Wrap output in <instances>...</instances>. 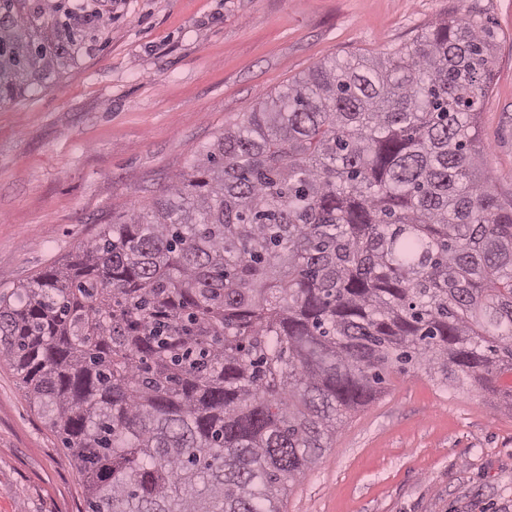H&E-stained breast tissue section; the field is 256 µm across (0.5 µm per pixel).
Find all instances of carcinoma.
<instances>
[{
	"label": "carcinoma",
	"instance_id": "cac0c4a2",
	"mask_svg": "<svg viewBox=\"0 0 512 512\" xmlns=\"http://www.w3.org/2000/svg\"><path fill=\"white\" fill-rule=\"evenodd\" d=\"M103 27L69 0H0V103ZM495 66L465 14L325 60L162 196L0 293V361L88 512H282L395 370L512 410V198L477 125Z\"/></svg>",
	"mask_w": 512,
	"mask_h": 512
}]
</instances>
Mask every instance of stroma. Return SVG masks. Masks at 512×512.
<instances>
[{
	"label": "stroma",
	"mask_w": 512,
	"mask_h": 512,
	"mask_svg": "<svg viewBox=\"0 0 512 512\" xmlns=\"http://www.w3.org/2000/svg\"><path fill=\"white\" fill-rule=\"evenodd\" d=\"M110 22L77 64L0 105V292L65 262L150 203L198 150L331 57L409 44L463 14L496 36L479 115L512 195V0H101ZM285 512H512V412L491 394L394 372L292 483ZM0 512H87L60 438L0 362Z\"/></svg>",
	"instance_id": "35a3bbf8"
}]
</instances>
